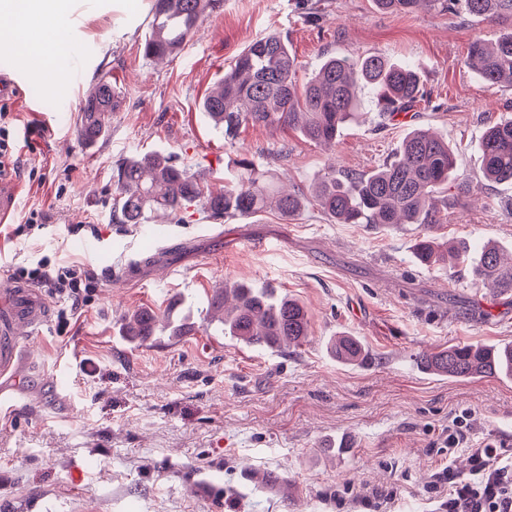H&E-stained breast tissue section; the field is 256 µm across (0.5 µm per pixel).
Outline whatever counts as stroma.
<instances>
[{
	"instance_id": "obj_1",
	"label": "stroma",
	"mask_w": 512,
	"mask_h": 512,
	"mask_svg": "<svg viewBox=\"0 0 512 512\" xmlns=\"http://www.w3.org/2000/svg\"><path fill=\"white\" fill-rule=\"evenodd\" d=\"M151 8L152 0H74L59 28L84 43L88 61L81 77L59 73L51 90L26 60L0 55L24 78L23 97L9 104L20 154L10 221L39 209L49 222L29 238H0V293L15 268L43 255L98 275L62 335V300L36 290L51 315L22 372L28 412L0 420V512H370L369 501L390 492L392 512H442L428 497L432 474L469 468L466 452L444 448L448 425L469 414L470 443L511 450L512 380L448 379L418 359L439 347L512 342V295H493L467 270L417 263L418 225L334 224L312 207L291 222L270 210L215 221L189 208L171 221L165 264L153 268L141 228L112 218L113 175L129 155L160 151L216 188L246 154L305 190L332 164L374 170L410 129L428 128L456 149L461 179L434 235L511 248L512 185L485 180L478 140L488 123L512 118V87L488 86L465 65L469 43L495 41L501 25L440 6L397 15L373 0H223L178 56L152 63L141 51ZM272 32L287 38L299 80L329 55L379 54L414 66L426 97L383 119L362 93L363 119L330 147L259 126L225 141L199 104L239 53ZM104 74L123 104L88 145L76 119ZM33 122L43 135L29 134ZM77 238L99 240L103 253L76 252ZM236 281L301 300L307 342L258 351L206 330L200 312L212 289ZM179 294L194 304L188 335H122L126 317L165 309ZM343 334L362 340L366 364L330 354ZM64 351L74 368L67 395L51 379ZM348 486L365 501L337 502Z\"/></svg>"
}]
</instances>
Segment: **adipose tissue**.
I'll use <instances>...</instances> for the list:
<instances>
[{"label": "adipose tissue", "mask_w": 512, "mask_h": 512, "mask_svg": "<svg viewBox=\"0 0 512 512\" xmlns=\"http://www.w3.org/2000/svg\"><path fill=\"white\" fill-rule=\"evenodd\" d=\"M68 0H0V49L23 55L47 75L59 72L69 53L56 37Z\"/></svg>", "instance_id": "1"}]
</instances>
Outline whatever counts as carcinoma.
<instances>
[{
  "instance_id": "1",
  "label": "carcinoma",
  "mask_w": 512,
  "mask_h": 512,
  "mask_svg": "<svg viewBox=\"0 0 512 512\" xmlns=\"http://www.w3.org/2000/svg\"><path fill=\"white\" fill-rule=\"evenodd\" d=\"M218 0H154L143 57L150 61L177 56L198 35L203 18ZM386 12L409 15L421 6L444 5L468 16L496 21L512 18V0H374ZM466 65L490 86H512V30L495 43L471 42ZM299 65L288 41L270 33L240 53L216 88L201 104L215 129L227 140L241 128H292L309 141L330 145L342 127L358 117L359 94L367 89L378 115L390 118L408 112L423 98L417 70L381 55L357 59L331 56L311 77L297 81ZM121 96L107 76L87 92L78 116L83 136L91 143L105 136ZM482 173L493 183H512V119L487 126L480 139ZM240 178L214 193L205 192L186 168L160 151L125 158L115 175V211L123 224H150L162 214L173 218L191 206L208 217L252 218L275 206L288 221L313 206L336 224H419L425 230L443 223L448 214L437 206L438 195L457 179V156L448 141L425 128L410 130L392 159L371 172L336 173L315 183L307 195L281 187L276 176L254 160L239 161ZM414 258L422 265H466L472 280L499 294L512 292V262L495 245L476 253L464 241L453 245L432 234L419 237ZM204 321L220 335L253 348L281 350L306 342L310 321L302 303L274 288L244 283L224 284L208 298ZM124 335L142 342L159 336L186 335L174 308L163 313L143 309L125 322ZM330 352L345 364H362L368 351L356 336L331 340ZM423 370L457 379L496 375L512 377V344L452 345L422 355Z\"/></svg>"
}]
</instances>
